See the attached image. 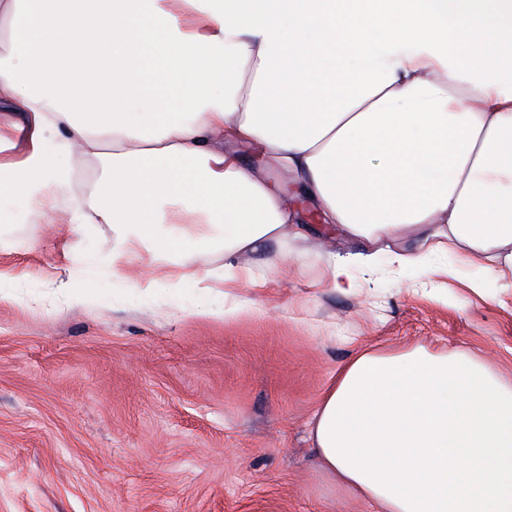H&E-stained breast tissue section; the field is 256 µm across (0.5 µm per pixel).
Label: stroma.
I'll use <instances>...</instances> for the list:
<instances>
[{
  "label": "stroma",
  "mask_w": 512,
  "mask_h": 512,
  "mask_svg": "<svg viewBox=\"0 0 512 512\" xmlns=\"http://www.w3.org/2000/svg\"><path fill=\"white\" fill-rule=\"evenodd\" d=\"M263 170L317 236L300 187ZM106 226L71 238L0 200V512H375L316 457L312 417L364 350L466 352L512 381V288L472 290L380 261L356 286L281 263L263 287L168 285L150 258L113 278Z\"/></svg>",
  "instance_id": "1"
}]
</instances>
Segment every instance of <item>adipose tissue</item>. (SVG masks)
<instances>
[{
    "instance_id": "adipose-tissue-1",
    "label": "adipose tissue",
    "mask_w": 512,
    "mask_h": 512,
    "mask_svg": "<svg viewBox=\"0 0 512 512\" xmlns=\"http://www.w3.org/2000/svg\"><path fill=\"white\" fill-rule=\"evenodd\" d=\"M238 142L357 252L318 248ZM11 197L106 225L116 274L145 253L179 283L259 286L270 244L342 291L383 256L512 286V0H0ZM311 433L380 512H512V382L467 353L357 354Z\"/></svg>"
}]
</instances>
